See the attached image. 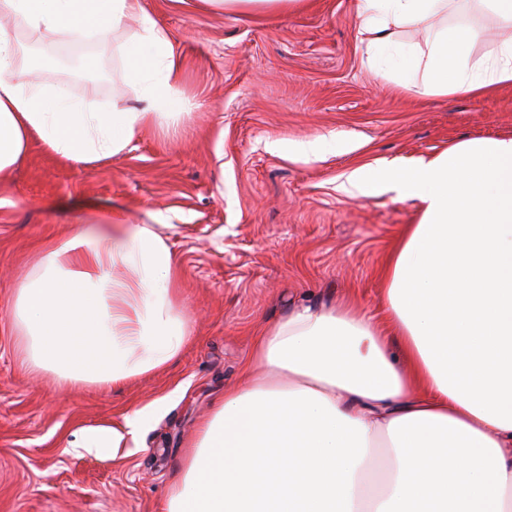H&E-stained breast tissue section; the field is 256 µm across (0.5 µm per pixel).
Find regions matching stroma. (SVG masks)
Segmentation results:
<instances>
[{
  "mask_svg": "<svg viewBox=\"0 0 512 512\" xmlns=\"http://www.w3.org/2000/svg\"><path fill=\"white\" fill-rule=\"evenodd\" d=\"M143 3L179 55L188 114L88 167L31 141L0 181V512H160L214 399L238 385L256 336L293 302L348 299L377 314L386 258L420 204L390 188L345 193L349 172L406 167L463 139L512 136V86L429 95L371 67L356 0L224 13L196 0ZM448 23L475 32L477 59L512 36L471 2ZM23 44L50 62L39 80L91 111L134 106L111 44L63 35ZM318 137V153L293 151ZM115 208L137 224L150 209L166 216L193 339L165 367L126 384L62 386L24 361L15 293L46 243L71 225L107 222ZM148 404L142 447H75L82 429L120 423Z\"/></svg>",
  "mask_w": 512,
  "mask_h": 512,
  "instance_id": "stroma-1",
  "label": "stroma"
}]
</instances>
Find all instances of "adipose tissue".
<instances>
[{"instance_id":"adipose-tissue-1","label":"adipose tissue","mask_w":512,"mask_h":512,"mask_svg":"<svg viewBox=\"0 0 512 512\" xmlns=\"http://www.w3.org/2000/svg\"><path fill=\"white\" fill-rule=\"evenodd\" d=\"M461 0H358L368 48L397 54L396 82L427 93L512 85V38L486 60L474 33L443 25ZM38 38L117 43L137 105L92 112L30 77L0 26V177L32 139L86 166L185 113L179 56L141 0H0V19ZM426 32L424 45L399 35ZM394 184L417 200L384 269L380 318L350 304H295L256 340L187 445L163 512H512V137L462 140L406 168L361 166L344 191ZM113 210L98 229L46 244L12 313L33 369L111 388L166 365L192 337L178 313V267L158 233ZM150 407L81 431L77 447L137 444Z\"/></svg>"}]
</instances>
